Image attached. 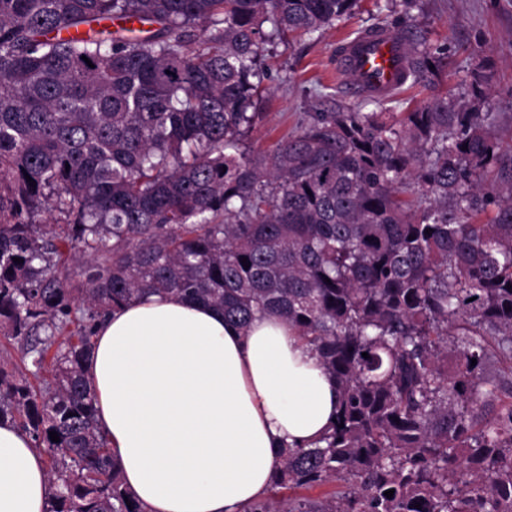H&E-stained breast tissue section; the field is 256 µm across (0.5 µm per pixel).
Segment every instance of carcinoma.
<instances>
[{"label": "carcinoma", "mask_w": 512, "mask_h": 512, "mask_svg": "<svg viewBox=\"0 0 512 512\" xmlns=\"http://www.w3.org/2000/svg\"><path fill=\"white\" fill-rule=\"evenodd\" d=\"M357 3L0 0V422L43 454L47 512H143L83 364L148 293L243 333L275 312L337 384L330 431L243 512H512V141L481 111L485 66L466 105L324 93L247 146L267 46ZM402 36L428 82L444 57Z\"/></svg>", "instance_id": "1"}]
</instances>
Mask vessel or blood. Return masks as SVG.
<instances>
[{"mask_svg":"<svg viewBox=\"0 0 512 512\" xmlns=\"http://www.w3.org/2000/svg\"><path fill=\"white\" fill-rule=\"evenodd\" d=\"M407 42L382 29L364 32L344 41L337 70L361 95L384 97L401 86L406 70Z\"/></svg>","mask_w":512,"mask_h":512,"instance_id":"vessel-or-blood-1","label":"vessel or blood"}]
</instances>
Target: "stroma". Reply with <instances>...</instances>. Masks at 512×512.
<instances>
[{"mask_svg": "<svg viewBox=\"0 0 512 512\" xmlns=\"http://www.w3.org/2000/svg\"><path fill=\"white\" fill-rule=\"evenodd\" d=\"M386 0H360L355 13L313 37H284L264 60L265 91L258 103L263 120L251 132L253 150L273 147L287 136L304 113L314 111L315 91L335 93L347 104L360 102L349 80L336 72V46L386 17ZM431 48L443 49L446 66L429 86L405 85L387 98V112H409L430 96L457 101L471 95V73L484 60L493 62L491 90L482 109L499 113L512 125V0H418L408 11Z\"/></svg>", "mask_w": 512, "mask_h": 512, "instance_id": "obj_1", "label": "stroma"}]
</instances>
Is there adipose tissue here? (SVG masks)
<instances>
[{"label": "adipose tissue", "instance_id": "ef3b65f1", "mask_svg": "<svg viewBox=\"0 0 512 512\" xmlns=\"http://www.w3.org/2000/svg\"><path fill=\"white\" fill-rule=\"evenodd\" d=\"M123 486L145 512H240L285 448L336 419L334 382L278 315L247 332L222 308L150 295L109 314L84 363ZM44 458L0 426V512H46Z\"/></svg>", "mask_w": 512, "mask_h": 512}]
</instances>
